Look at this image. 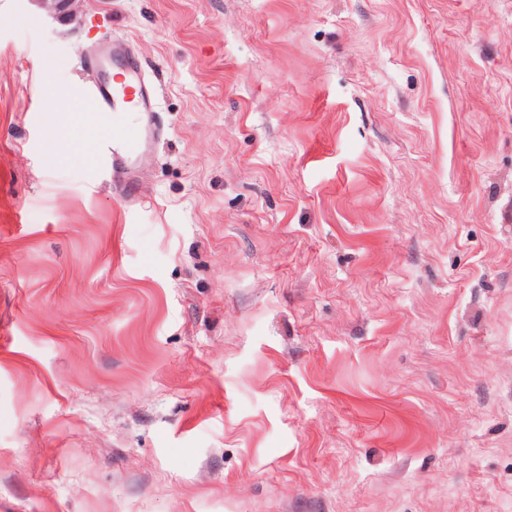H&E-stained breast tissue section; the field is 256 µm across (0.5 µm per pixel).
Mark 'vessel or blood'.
Returning a JSON list of instances; mask_svg holds the SVG:
<instances>
[{"mask_svg":"<svg viewBox=\"0 0 512 512\" xmlns=\"http://www.w3.org/2000/svg\"><path fill=\"white\" fill-rule=\"evenodd\" d=\"M111 79L101 80L87 90L94 110L102 120L112 122L115 131L102 137L96 147L97 157L110 158L112 185L118 196L126 202L141 200L145 189L133 175V166L152 139L148 124L132 123L129 113L149 115L155 107L154 88L141 75L134 59L113 62Z\"/></svg>","mask_w":512,"mask_h":512,"instance_id":"1","label":"vessel or blood"}]
</instances>
